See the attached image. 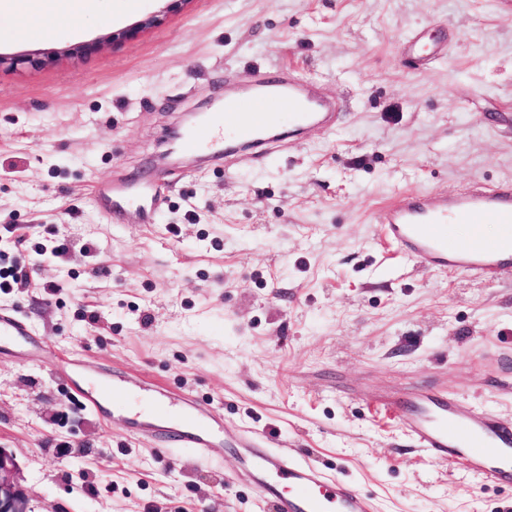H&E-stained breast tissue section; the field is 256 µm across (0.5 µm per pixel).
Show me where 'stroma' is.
I'll use <instances>...</instances> for the list:
<instances>
[{
  "instance_id": "obj_1",
  "label": "stroma",
  "mask_w": 512,
  "mask_h": 512,
  "mask_svg": "<svg viewBox=\"0 0 512 512\" xmlns=\"http://www.w3.org/2000/svg\"><path fill=\"white\" fill-rule=\"evenodd\" d=\"M160 0H95L79 30L0 14V53L118 32ZM423 33L441 54L403 52ZM294 69L340 99L337 128L265 163L164 159L228 89ZM512 180V5L501 0H191L82 56L0 71V290L48 348L0 357V448L30 512H272L238 453L164 449L85 409L57 356L135 374L288 445L378 512H512V487L427 458L374 399L434 381L512 423V267L433 271L386 243L397 194ZM150 182V223L97 192Z\"/></svg>"
}]
</instances>
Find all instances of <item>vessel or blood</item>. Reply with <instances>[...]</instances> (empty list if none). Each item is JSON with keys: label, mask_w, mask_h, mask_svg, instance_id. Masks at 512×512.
I'll list each match as a JSON object with an SVG mask.
<instances>
[{"label": "vessel or blood", "mask_w": 512, "mask_h": 512, "mask_svg": "<svg viewBox=\"0 0 512 512\" xmlns=\"http://www.w3.org/2000/svg\"><path fill=\"white\" fill-rule=\"evenodd\" d=\"M340 118L339 101L323 95L315 82L293 74L262 79L225 95L223 111L195 127L183 148L200 155L246 149L250 160L258 161L263 146L276 140L279 127H287L289 137L301 138L311 128L333 126ZM143 198V193L116 186L100 200L113 220L132 212L144 220L148 211ZM380 222L402 254L422 266L488 280L512 266V180L456 191H408L385 207ZM452 224L468 225L467 235L450 236ZM489 224L499 226L498 235L486 233ZM3 342L33 359L44 350L17 312L0 309ZM88 367L84 360L61 358L53 370L70 384L79 404L98 413L109 404L118 407L116 423L160 446L190 448L204 457L220 437L242 448L240 475L272 503L274 512H376L372 498L351 484L275 450L272 438L226 425L218 409L193 395L172 397L131 375L102 373L90 381L85 377ZM380 405L432 460H458L474 476L512 484V423L430 383L399 391Z\"/></svg>", "instance_id": "1"}]
</instances>
